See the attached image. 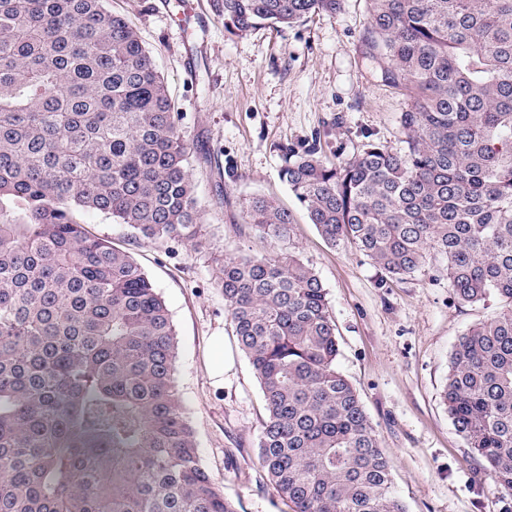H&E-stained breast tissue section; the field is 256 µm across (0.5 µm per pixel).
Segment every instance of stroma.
<instances>
[{
    "label": "stroma",
    "mask_w": 512,
    "mask_h": 512,
    "mask_svg": "<svg viewBox=\"0 0 512 512\" xmlns=\"http://www.w3.org/2000/svg\"><path fill=\"white\" fill-rule=\"evenodd\" d=\"M138 32L165 77L195 153L191 173L210 242L130 238L103 213L91 230L130 252L164 297L177 334L176 384L203 466L238 512H291L257 459L265 410L213 271L225 257L293 252L319 276L336 322L338 370L357 390L408 512H512L456 432L442 401L450 354L472 325L503 308L497 298L459 302L443 260L414 275L384 277L355 245L327 243L278 178L289 151L317 146L340 163L367 142L403 149L411 99L364 54L368 0H342L286 28L224 30L217 0H106ZM271 196L293 214L290 241L274 243L242 220L245 199ZM224 339L214 377L212 340Z\"/></svg>",
    "instance_id": "35a3bbf8"
}]
</instances>
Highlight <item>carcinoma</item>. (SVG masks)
Returning <instances> with one entry per match:
<instances>
[{"label":"carcinoma","instance_id":"cac0c4a2","mask_svg":"<svg viewBox=\"0 0 512 512\" xmlns=\"http://www.w3.org/2000/svg\"><path fill=\"white\" fill-rule=\"evenodd\" d=\"M224 29L291 26L340 0H217ZM365 53L407 90L406 149L336 165L291 152L279 177L331 245L391 278L447 261L466 303H504L451 354L442 400L512 493V0H370ZM192 147L163 75L104 0H0V512H236L178 395L175 327L100 212L202 252ZM244 223L291 239L255 195ZM263 393L258 462L293 512H407L360 396L336 368L326 290L300 258L214 271Z\"/></svg>","mask_w":512,"mask_h":512}]
</instances>
